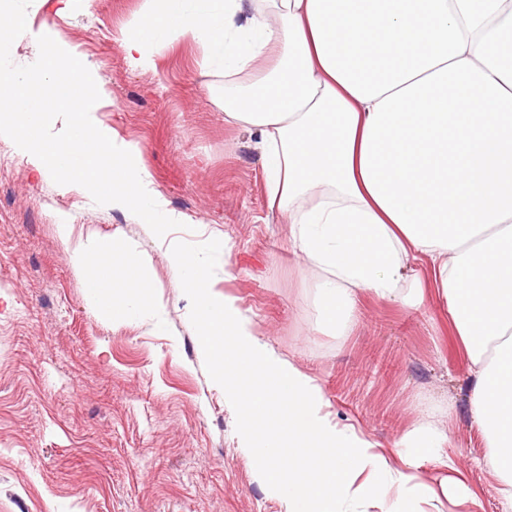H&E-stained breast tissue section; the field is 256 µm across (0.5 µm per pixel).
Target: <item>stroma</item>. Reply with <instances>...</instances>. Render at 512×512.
<instances>
[{"label": "stroma", "instance_id": "1", "mask_svg": "<svg viewBox=\"0 0 512 512\" xmlns=\"http://www.w3.org/2000/svg\"><path fill=\"white\" fill-rule=\"evenodd\" d=\"M143 0H32L14 64L36 61L31 30L81 55L106 95L100 122L141 152L191 250L220 247L256 336L312 377L339 426L398 463L395 444L433 422L455 467L424 462L435 486L455 476L479 512H511L499 497L469 404L470 362L435 290L420 305L361 294L347 335L317 331L316 273L293 254L267 207L257 138L224 121V70L183 36L132 69L123 45ZM104 249L134 247L155 310L121 324L96 314L57 231L59 221ZM242 422L212 382L182 278L166 247L83 187L56 184L0 137V512H285L239 450Z\"/></svg>", "mask_w": 512, "mask_h": 512}]
</instances>
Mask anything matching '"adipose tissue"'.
<instances>
[{"label": "adipose tissue", "instance_id": "ef3b65f1", "mask_svg": "<svg viewBox=\"0 0 512 512\" xmlns=\"http://www.w3.org/2000/svg\"><path fill=\"white\" fill-rule=\"evenodd\" d=\"M192 34L204 67L241 77L224 120L252 131L267 204L317 273L316 327L345 335L359 293L422 296L405 281L427 260L471 369L470 406L512 505V0H145L127 25L132 67L151 44ZM98 314L149 305L124 245L102 251L59 227ZM194 304L200 351L241 416V451L285 512H344L350 500L415 512L423 498L471 503L460 482L416 474L447 434L425 424L398 442L399 465L325 410L321 387L254 333L199 253L170 248Z\"/></svg>", "mask_w": 512, "mask_h": 512}]
</instances>
